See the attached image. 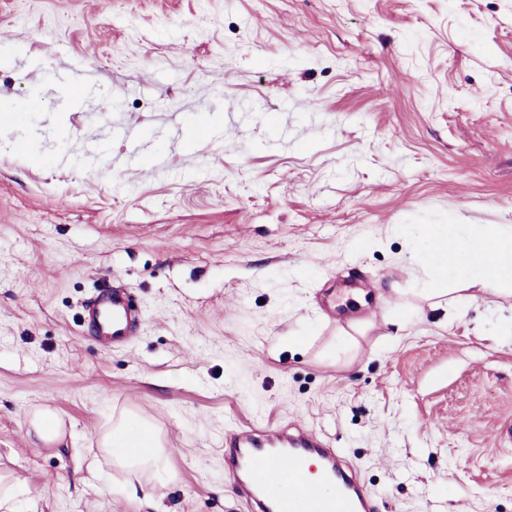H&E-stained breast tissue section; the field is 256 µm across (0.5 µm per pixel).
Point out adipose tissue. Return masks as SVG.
I'll use <instances>...</instances> for the list:
<instances>
[{
	"label": "adipose tissue",
	"mask_w": 512,
	"mask_h": 512,
	"mask_svg": "<svg viewBox=\"0 0 512 512\" xmlns=\"http://www.w3.org/2000/svg\"><path fill=\"white\" fill-rule=\"evenodd\" d=\"M422 234L427 241H439L433 256L451 258L460 276L479 271L484 291L495 294L503 283H512L511 224H488L476 233L463 224H431ZM99 446L106 465L126 474L127 487L147 491L151 480L166 470L160 436L132 414L113 418Z\"/></svg>",
	"instance_id": "1"
}]
</instances>
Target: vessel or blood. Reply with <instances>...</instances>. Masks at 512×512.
<instances>
[{
    "label": "vessel or blood",
    "instance_id": "vessel-or-blood-1",
    "mask_svg": "<svg viewBox=\"0 0 512 512\" xmlns=\"http://www.w3.org/2000/svg\"><path fill=\"white\" fill-rule=\"evenodd\" d=\"M83 320L112 345L127 343L138 321L131 291H101ZM224 477L247 512H379L343 449L300 428L231 426L224 436Z\"/></svg>",
    "mask_w": 512,
    "mask_h": 512
}]
</instances>
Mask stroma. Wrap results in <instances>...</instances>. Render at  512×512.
Wrapping results in <instances>:
<instances>
[{
	"label": "stroma",
	"instance_id": "obj_1",
	"mask_svg": "<svg viewBox=\"0 0 512 512\" xmlns=\"http://www.w3.org/2000/svg\"><path fill=\"white\" fill-rule=\"evenodd\" d=\"M427 224L512 225V0H0L19 512H245L224 428L255 420L343 449L380 512H512V292L459 299L402 232ZM108 285L142 313L126 346L81 326ZM38 407L61 443L28 436ZM122 410L168 453L149 503L90 464Z\"/></svg>",
	"mask_w": 512,
	"mask_h": 512
}]
</instances>
